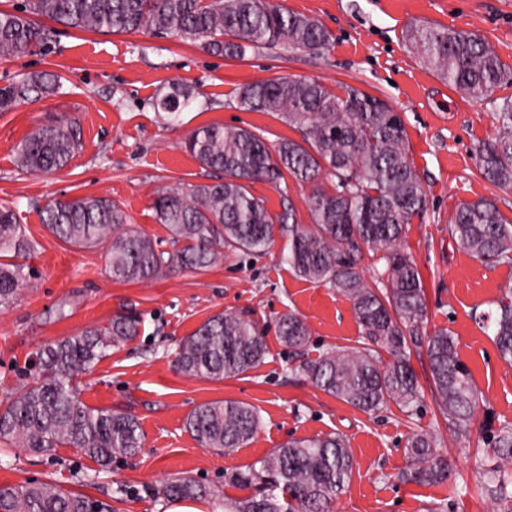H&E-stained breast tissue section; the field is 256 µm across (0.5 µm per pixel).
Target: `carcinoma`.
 I'll return each mask as SVG.
<instances>
[{"mask_svg": "<svg viewBox=\"0 0 512 512\" xmlns=\"http://www.w3.org/2000/svg\"><path fill=\"white\" fill-rule=\"evenodd\" d=\"M41 17L65 27L114 34L148 30L199 41L214 55L242 59L255 49L319 55L332 36L318 21L270 0H24L0 9V58L27 53L49 42L54 30ZM405 41L420 62L448 86L475 102L487 100L512 73L497 52L475 33L442 26L411 27ZM57 85L55 75L34 74L0 89V111L32 93ZM193 101V91L176 83L159 101L175 115ZM245 111L274 113L298 130L301 141H282L270 151L260 133L243 127L209 124L195 130L187 148L203 168L224 173L213 184L163 188L153 203L166 225L173 248L162 251L130 223L117 203L102 196L54 200L43 209L42 223L57 240L80 248L103 247L108 269L119 282H150L180 268L203 273L223 260L224 250L264 253L273 241L274 224L288 233V263L307 281L322 283L352 304L364 336L358 347H337L301 362L298 370L317 389L370 412L394 403L405 413L417 410L421 387L411 351L425 350L431 392L448 430L467 428L479 405L468 368L446 329L422 335L427 317L422 275L403 239L412 218L428 210L427 196L407 150L401 113L357 87L331 92L317 79L275 78L239 89ZM499 132L476 148L484 179L512 186V101L498 106ZM81 147L80 134L68 124L42 125L16 149L18 170L30 174L65 168ZM310 183L311 223L287 224L293 213L272 216L265 201L250 192L263 181L278 185L284 175ZM335 179L327 191L321 176ZM448 234L464 250L487 264L512 265V222L489 199L464 201ZM35 249L24 225L9 207L0 206V309L16 303L38 278L23 262ZM373 253L382 270L367 279L364 254ZM493 325L500 358L512 366V289L498 302ZM133 313L118 314L104 326L46 342L22 373L23 382L0 403V442L15 443L37 454L73 448L106 470L142 447V431L131 414L93 407L81 399L83 375L109 351L139 332ZM291 350L305 347L309 331L302 317L288 313L277 327ZM263 331L249 318L218 313L183 338L175 351L178 369L188 375L224 380L244 375L265 357ZM186 427L205 448L232 451L260 429L250 404L224 400L197 406ZM483 441L492 448L483 465L485 490L512 498V425L488 428ZM410 466L401 480L436 483L448 478L449 463L433 435L418 432L406 443ZM353 473L350 448L340 435L290 441L227 480L256 495L237 502L233 512H327L346 490ZM165 499L215 500L219 491L191 476L155 489ZM0 512H107L104 504L52 482L0 485Z\"/></svg>", "mask_w": 512, "mask_h": 512, "instance_id": "obj_1", "label": "carcinoma"}]
</instances>
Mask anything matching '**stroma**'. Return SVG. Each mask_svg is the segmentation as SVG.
<instances>
[{"instance_id":"35a3bbf8","label":"stroma","mask_w":512,"mask_h":512,"mask_svg":"<svg viewBox=\"0 0 512 512\" xmlns=\"http://www.w3.org/2000/svg\"><path fill=\"white\" fill-rule=\"evenodd\" d=\"M319 21L332 36L322 55L259 49L245 58L214 56L199 45L149 32L112 34L59 27L49 47L0 60V87L38 72L58 76V88L0 112V205L13 208L37 246L27 261L40 277L16 306L0 312V400L16 387L19 370L44 342L102 326L120 313L141 319L138 335L112 348L81 380V398L91 406L137 417L144 444L134 458L99 470L74 449L42 456L0 443V485L50 481L102 501L112 512H165V499L151 487L189 475L215 485L225 502L248 497L224 481L225 474L265 457L291 440L344 435L354 458L346 491L334 512H512V503L485 491L481 466L486 425L512 424V367L499 357L490 329L479 323L512 287V267L490 265L464 251L449 236L460 202L494 200L512 221V187H498L480 174L474 149L498 131V106L512 101V81L478 103L419 62L403 35L434 24L476 33L512 67V0H276ZM316 78L334 92L360 88L402 112L409 156L428 198L423 217L408 226L405 246L422 274L429 328H445L456 342L483 398L467 432L452 434L430 390L427 358L412 355L422 388L416 414L397 406L367 414L317 390L294 369L292 354L276 333L279 317L296 312L307 324V358L332 346H354L361 332L350 302L335 289L308 282L288 262V238L275 235L261 255L225 253L203 273L173 271L147 283L113 280L100 249L58 241L42 224L48 201L106 196L131 224L169 249L165 225L155 216L159 188L213 183L221 172L202 168L186 148L206 124L260 132L269 148L300 133L266 112L239 108L247 84L274 78ZM193 90L196 99L176 120L157 106L171 84ZM76 124L81 147L69 165L51 175H29L14 164L19 143L37 125ZM271 214L294 210L310 223L309 186L286 178L280 186L254 183ZM65 304V318L56 307ZM236 312L265 332L268 353L245 375L208 380L177 372L176 346L208 317ZM225 399L255 406L261 427L253 441L231 452L202 447L185 426L198 405ZM418 431L435 435L452 469L433 484L401 481L409 459L405 444Z\"/></svg>"}]
</instances>
